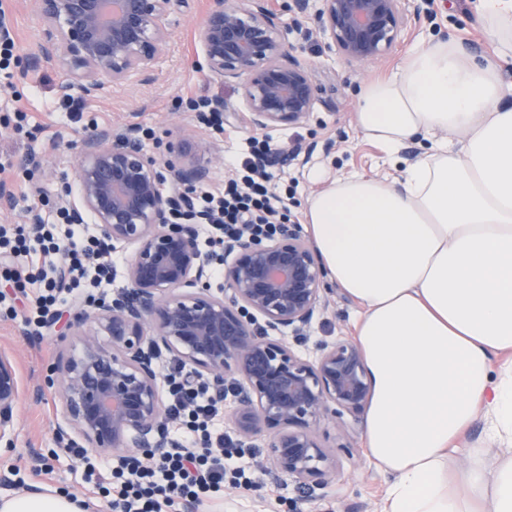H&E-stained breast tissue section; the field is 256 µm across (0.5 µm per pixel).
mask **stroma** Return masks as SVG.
<instances>
[{"instance_id": "stroma-1", "label": "stroma", "mask_w": 512, "mask_h": 512, "mask_svg": "<svg viewBox=\"0 0 512 512\" xmlns=\"http://www.w3.org/2000/svg\"><path fill=\"white\" fill-rule=\"evenodd\" d=\"M292 0H269L277 12L294 53L310 65L317 85V103L309 118L289 127L267 129L278 149L280 161L270 166L278 190L292 193L291 222H304L308 199L332 181L357 174L364 177L399 176L401 170L423 152L420 141L409 142L396 163H388L382 148L356 127V98L363 85L391 75L411 48L433 37L453 38L466 51L494 56L496 42L474 11L473 0H423L421 17L388 55L363 64L340 61L328 48L314 19L298 17ZM192 11L178 10L169 19L171 40L166 54L151 62L145 78L107 87L94 99L83 102L80 117H72L61 87L67 79L59 66L27 70L26 60L35 50L41 22L27 0H0L8 14L17 56L10 79L0 82V155L16 163L39 157L37 188L56 199L63 184L73 182L76 155L70 141L82 136L84 127L119 128L129 123L144 130L145 149L161 160L186 165L194 155L186 148L188 135L207 142L215 158L210 184L218 185L236 174L240 151L251 132L242 120L245 102L237 83L210 76L205 64L200 29L209 0H192ZM201 96L224 103V129L214 131L202 124L189 104ZM23 108L29 124L25 132L6 128L4 118L14 108ZM64 146L49 151L50 140ZM326 308L300 335L283 331L279 337L299 353H313L316 346L337 337L354 338V318L359 304L331 278H324ZM28 304L17 296L15 314L0 315V351L11 354L17 364L23 394L16 409L8 440L0 442V473L9 485L0 484V496L29 494L48 487L90 501V512H111L99 502L82 480L78 463L63 449L58 429L64 418L55 387L53 370L61 356L77 353L78 340L70 329L74 300H67L41 335L26 331L22 315ZM323 441L332 447L336 476L329 486L310 496L300 491L266 461V438L245 450L244 461L256 467L260 487L251 490L225 488L223 493L195 503L194 512H380L390 481L368 458L362 444V425L345 418L321 428ZM348 448H341V440Z\"/></svg>"}]
</instances>
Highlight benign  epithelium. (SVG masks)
I'll return each mask as SVG.
<instances>
[{
    "label": "benign epithelium",
    "mask_w": 512,
    "mask_h": 512,
    "mask_svg": "<svg viewBox=\"0 0 512 512\" xmlns=\"http://www.w3.org/2000/svg\"><path fill=\"white\" fill-rule=\"evenodd\" d=\"M185 0H32L44 29L30 69L54 62L68 73L64 92L92 98L108 82L141 74L167 51L170 14ZM416 0H322L315 15L329 48L345 63L375 61L419 16ZM209 74L235 80L251 129L304 122L316 104L310 67L288 48L267 0H212L202 27ZM78 197L63 186L58 203L78 221L90 216L114 243L133 245L128 287L110 299L75 305L77 354L54 371L69 444L154 455L173 445L160 396L166 353L205 382L216 405L234 397L231 424L243 443L271 431L268 463L306 494L336 474L321 440L327 420L360 418L371 397L363 357L346 338L297 353L271 331L296 334L324 307L323 271L297 224L265 241L224 243V293L212 291L210 261L193 224L173 222L194 206L210 158L174 166L150 155L140 130L96 129L74 144ZM229 297H224V294ZM262 323H257V320ZM21 396L15 360L0 352V439L9 436Z\"/></svg>",
    "instance_id": "1"
}]
</instances>
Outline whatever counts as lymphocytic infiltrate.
<instances>
[{
	"mask_svg": "<svg viewBox=\"0 0 512 512\" xmlns=\"http://www.w3.org/2000/svg\"><path fill=\"white\" fill-rule=\"evenodd\" d=\"M246 143L252 156L270 149L268 142L256 138H247ZM252 156L243 161L240 179L229 181L221 190H205L198 195V212L212 228L208 244H217L245 229L256 235L275 233L286 204ZM57 217V222L41 223L33 230L23 224L9 229L0 226V277L13 280L20 289L30 279L44 285L31 319L38 329L45 327L51 309L65 295L77 292L82 281L99 285L112 278V265L107 261L111 244L95 237L76 242L77 225L69 222L65 212H58ZM21 257L42 260L30 279H22L12 265ZM167 384L169 411L181 419L183 431L165 456L149 462L126 457L114 465L88 449L73 451L85 463L86 477L94 490L110 498L112 512H162L163 507L178 500H198L223 492L228 483L257 484L253 475L238 466L239 448L215 426L216 408L207 389L187 383L178 367L168 374Z\"/></svg>",
	"mask_w": 512,
	"mask_h": 512,
	"instance_id": "f902f5d3",
	"label": "lymphocytic infiltrate"
}]
</instances>
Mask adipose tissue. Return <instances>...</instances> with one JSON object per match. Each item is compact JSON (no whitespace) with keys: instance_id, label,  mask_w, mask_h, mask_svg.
<instances>
[{"instance_id":"ef3b65f1","label":"adipose tissue","mask_w":512,"mask_h":512,"mask_svg":"<svg viewBox=\"0 0 512 512\" xmlns=\"http://www.w3.org/2000/svg\"><path fill=\"white\" fill-rule=\"evenodd\" d=\"M475 8L498 59L440 38L358 97V128L387 157L421 135L429 152L399 179L351 175L307 203L320 260L361 306L363 442L390 477L384 512H512V0ZM0 512L83 510L45 492L0 497Z\"/></svg>"}]
</instances>
